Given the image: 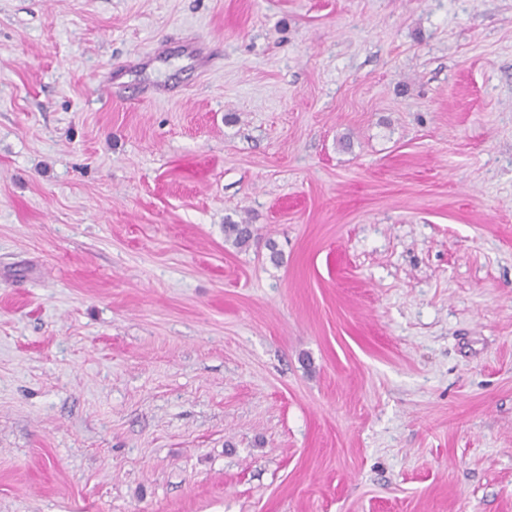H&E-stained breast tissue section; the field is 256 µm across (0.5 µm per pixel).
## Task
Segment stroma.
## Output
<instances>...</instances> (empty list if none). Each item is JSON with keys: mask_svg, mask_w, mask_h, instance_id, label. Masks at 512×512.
<instances>
[{"mask_svg": "<svg viewBox=\"0 0 512 512\" xmlns=\"http://www.w3.org/2000/svg\"><path fill=\"white\" fill-rule=\"evenodd\" d=\"M0 512H512V0H0Z\"/></svg>", "mask_w": 512, "mask_h": 512, "instance_id": "35a3bbf8", "label": "stroma"}]
</instances>
